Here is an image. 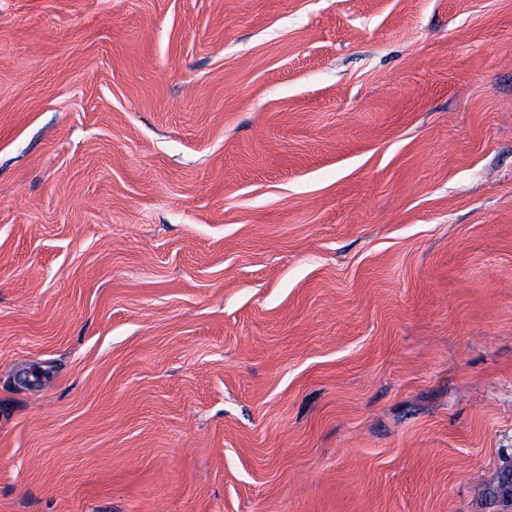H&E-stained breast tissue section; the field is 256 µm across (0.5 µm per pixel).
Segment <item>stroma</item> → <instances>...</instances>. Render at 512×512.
<instances>
[{
	"instance_id": "1",
	"label": "stroma",
	"mask_w": 512,
	"mask_h": 512,
	"mask_svg": "<svg viewBox=\"0 0 512 512\" xmlns=\"http://www.w3.org/2000/svg\"><path fill=\"white\" fill-rule=\"evenodd\" d=\"M512 0H0V512H504Z\"/></svg>"
}]
</instances>
